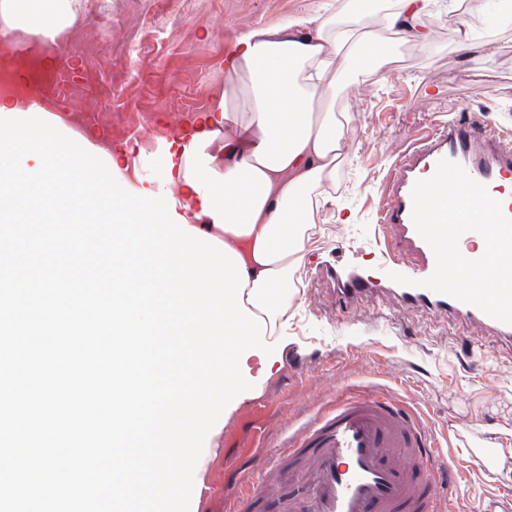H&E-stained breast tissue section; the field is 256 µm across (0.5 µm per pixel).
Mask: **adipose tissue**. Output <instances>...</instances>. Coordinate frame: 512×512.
I'll return each instance as SVG.
<instances>
[{
    "label": "adipose tissue",
    "mask_w": 512,
    "mask_h": 512,
    "mask_svg": "<svg viewBox=\"0 0 512 512\" xmlns=\"http://www.w3.org/2000/svg\"><path fill=\"white\" fill-rule=\"evenodd\" d=\"M435 0H393L373 13L351 0L348 23L335 13L298 14L276 28L241 33L224 96L180 149L176 206L208 217L203 232L239 253L249 283L245 306L275 326L297 289L305 218L336 203L332 186L346 157L347 113L333 109L344 69L371 50L373 29L405 42L429 40L423 19ZM238 113H231L232 102Z\"/></svg>",
    "instance_id": "obj_1"
}]
</instances>
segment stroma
<instances>
[{
	"label": "stroma",
	"mask_w": 512,
	"mask_h": 512,
	"mask_svg": "<svg viewBox=\"0 0 512 512\" xmlns=\"http://www.w3.org/2000/svg\"><path fill=\"white\" fill-rule=\"evenodd\" d=\"M449 0L425 19L434 37L403 43L381 32L364 76L347 71L336 109L351 115L346 130L350 160L336 179L347 223L331 208L315 212L304 256L294 276L301 287L287 326L264 337L272 367L247 356L251 388L223 411L208 433L194 471L190 512H225L241 485L250 483L262 457L285 447L291 435L342 391L381 393L417 415L435 447L448 449V494L465 512L497 499L499 512L512 491V458L504 469L475 474L478 448H512V365L507 351L467 322L407 311L397 290L367 293L349 316L336 309L331 271L380 281L369 244L375 212L387 201L392 162L435 120L479 115L494 132L512 128V10L505 0ZM337 0H72L71 23L39 35L47 59L63 54L72 78L62 96L46 99L61 133L91 136V154L124 150L118 183L177 196L168 182V146L180 139L188 116L213 108L224 91V69L239 34L276 27L297 14L335 7ZM492 42L493 54L461 62V34ZM110 83L112 101L86 86L84 74ZM185 96L182 108L159 103L168 85Z\"/></svg>",
	"instance_id": "1"
}]
</instances>
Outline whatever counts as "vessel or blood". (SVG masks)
Segmentation results:
<instances>
[{"mask_svg": "<svg viewBox=\"0 0 512 512\" xmlns=\"http://www.w3.org/2000/svg\"><path fill=\"white\" fill-rule=\"evenodd\" d=\"M459 163L468 175L498 192L512 218V133L489 134L476 117L458 114L439 122L395 163L388 182L390 204L377 211L373 245L382 273L407 272L418 285L403 291L405 303L440 316L462 317L512 341V325L478 307L420 287L436 267L435 255L412 220V190L434 175L440 160ZM367 285L341 280L336 307L350 314ZM446 462L428 446L421 421L389 398L370 391L341 392L291 438L236 505L259 512L267 487L284 476L288 496L279 512H455L439 478Z\"/></svg>", "mask_w": 512, "mask_h": 512, "instance_id": "vessel-or-blood-1", "label": "vessel or blood"}]
</instances>
